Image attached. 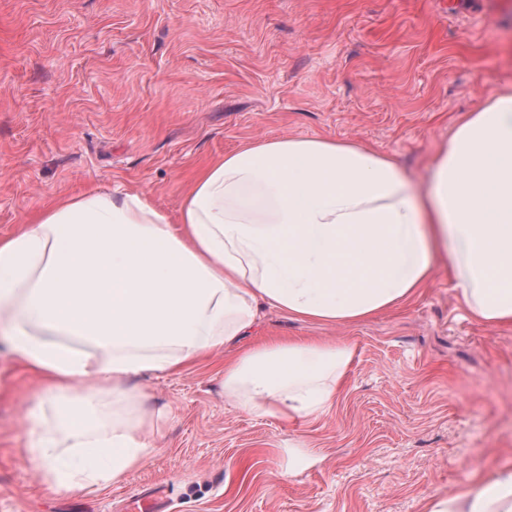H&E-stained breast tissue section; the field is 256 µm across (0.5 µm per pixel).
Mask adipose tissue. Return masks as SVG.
<instances>
[{"label":"adipose tissue","mask_w":512,"mask_h":512,"mask_svg":"<svg viewBox=\"0 0 512 512\" xmlns=\"http://www.w3.org/2000/svg\"><path fill=\"white\" fill-rule=\"evenodd\" d=\"M441 259L472 317L512 323V91L457 126L424 188L358 143L282 137L213 160L174 221L140 191L59 199L0 237V336L45 408L30 418L31 461L58 490L122 482L167 418L121 414L136 382L208 357L266 308L330 325L377 315ZM352 360L334 340H265L225 361L224 400L316 419ZM425 501L426 512H512V466Z\"/></svg>","instance_id":"1"}]
</instances>
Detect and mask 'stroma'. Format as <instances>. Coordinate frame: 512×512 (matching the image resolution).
I'll return each instance as SVG.
<instances>
[{
	"instance_id": "35a3bbf8",
	"label": "stroma",
	"mask_w": 512,
	"mask_h": 512,
	"mask_svg": "<svg viewBox=\"0 0 512 512\" xmlns=\"http://www.w3.org/2000/svg\"><path fill=\"white\" fill-rule=\"evenodd\" d=\"M512 89V0H0V236L62 195L137 190L176 217L197 173L257 138L356 140L426 183L463 117ZM354 351L312 423L224 401V361L272 337ZM168 407L124 481L55 491L25 452L38 379L0 345V512H423L426 492L512 465V325L463 305L446 265L347 325L265 311L236 345L139 382ZM300 473L282 482L290 464Z\"/></svg>"
}]
</instances>
